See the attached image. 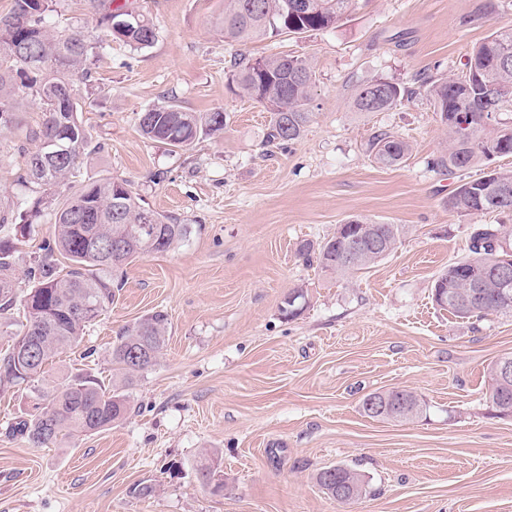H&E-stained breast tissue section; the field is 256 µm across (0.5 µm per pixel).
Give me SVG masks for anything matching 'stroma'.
Here are the masks:
<instances>
[{
    "label": "stroma",
    "instance_id": "obj_1",
    "mask_svg": "<svg viewBox=\"0 0 512 512\" xmlns=\"http://www.w3.org/2000/svg\"><path fill=\"white\" fill-rule=\"evenodd\" d=\"M156 26L153 45L112 42L79 85L80 120L99 149L71 178L127 180L142 207L178 217L192 233L170 251L140 258L125 285L44 377L82 373L112 383L110 351L120 330L165 311L163 355L129 389L132 412L91 436L32 447L11 425L28 407L25 386L0 387V512H512V417L495 415L486 370L512 355V314L461 319L432 300L437 274L469 254L479 224L448 206L454 178L431 161L446 133L425 94L429 76L457 77L473 46L512 26V0H366L338 28L240 45L219 29L224 0H129ZM308 57L314 118L297 141L265 142L269 114L233 92L234 56ZM385 78L417 95L384 112H357L356 90ZM176 103L224 111L220 138L172 152L141 137L145 109ZM19 127L0 131V198L34 201L22 187L41 110L24 103ZM387 131L412 146L396 167L366 144ZM359 216L399 224L386 258L351 278L326 275L296 255ZM307 290L296 319L280 306ZM408 389L429 404L412 421L372 419L363 397ZM220 464L224 491L198 479L199 459ZM179 472H172V465ZM344 465L364 474L366 496L343 505L316 482ZM149 481L155 496L132 497Z\"/></svg>",
    "mask_w": 512,
    "mask_h": 512
}]
</instances>
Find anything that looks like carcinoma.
<instances>
[{"instance_id": "carcinoma-1", "label": "carcinoma", "mask_w": 512, "mask_h": 512, "mask_svg": "<svg viewBox=\"0 0 512 512\" xmlns=\"http://www.w3.org/2000/svg\"><path fill=\"white\" fill-rule=\"evenodd\" d=\"M29 0H12L0 13V130L19 122L24 98L39 106L45 118L33 139L36 150L28 153L26 174L20 184L33 183L53 193L65 194L61 206L49 212L54 238L44 242L25 276L31 283L21 296L16 288L14 265L17 242L27 238L34 221L43 216L39 199L22 209L0 205V320H10L22 310L24 322L12 344L0 357V384L26 383L32 410L20 417L12 431L34 447L47 448L64 435L94 434L112 427L130 412L129 395L109 389L97 379L74 375L63 385L43 382L46 364L82 339L84 329L101 315L115 290L124 286L123 273L135 259L163 253L182 241L189 225L174 216L150 211L138 202L123 179L89 181L75 190L68 183L91 143V134L78 118L82 107L76 97L77 79L88 75L90 66L109 46L107 38L138 50L151 46L155 26L140 16L139 33L112 32V13L126 11L112 0H87L106 38L78 29L52 27L56 0L26 10ZM358 0H227L222 30L224 39L237 43L264 36L304 34L341 25ZM33 58L22 62L16 49ZM229 85L271 113L266 143L299 139L311 121L310 106L314 68L302 56L240 58L232 64ZM424 93L433 103L447 134V146L432 160V167L453 175L472 167L489 165L500 156L512 155V125L504 115L512 112V27L493 31L475 46L460 78L422 81ZM416 94L397 82L374 79L360 87L353 100L358 112H384ZM497 113L491 124L485 110ZM224 112H186L175 103L154 106L140 114L141 134L173 149L186 151L201 136L224 134ZM65 132V155L53 162L45 144ZM368 151L376 163L395 167L411 153L408 141L389 132L372 137ZM451 209L462 217L486 213L512 214V169H491L484 176L458 187L450 198ZM151 214L154 223H142ZM403 229L398 224H373L353 217L336 228L326 241L303 242L298 254L316 260L319 267L337 276H353L390 254ZM470 255L453 262L434 280L432 298L438 307L459 318L512 313V279L503 282L499 267L512 266V229L505 224H481L471 236ZM69 260L61 268L57 255ZM308 304L302 288L288 291L280 307L282 315L294 319ZM170 321L155 311L118 333L111 351L112 376L122 387L133 384L141 373L156 365L169 335ZM486 393L499 411L512 413V379L501 377L498 362L488 368ZM410 404L403 411L374 415L379 420H413L427 411V403L406 391ZM341 475L329 479L321 470L317 483L339 503L354 502L366 493L365 475L344 465ZM203 482L213 491L224 490L217 463L206 459L197 465Z\"/></svg>"}]
</instances>
